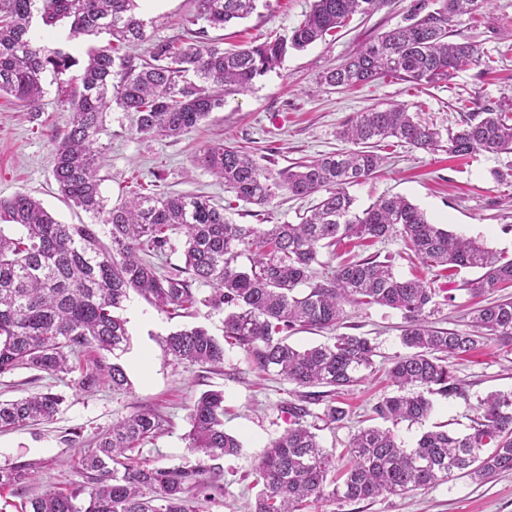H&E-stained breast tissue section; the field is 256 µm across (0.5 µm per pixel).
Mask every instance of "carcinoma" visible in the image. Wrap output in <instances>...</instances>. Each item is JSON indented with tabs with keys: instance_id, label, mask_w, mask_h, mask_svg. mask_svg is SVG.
Returning <instances> with one entry per match:
<instances>
[{
	"instance_id": "obj_1",
	"label": "carcinoma",
	"mask_w": 512,
	"mask_h": 512,
	"mask_svg": "<svg viewBox=\"0 0 512 512\" xmlns=\"http://www.w3.org/2000/svg\"><path fill=\"white\" fill-rule=\"evenodd\" d=\"M189 23L191 41H160L148 58L127 56L115 63L113 48L88 52L81 62L64 48L49 49L31 26L69 25L68 39L105 33L121 44L146 39V22L136 0H0V94L24 111L40 112L43 75L67 76L80 86L70 99L71 117L55 146L53 176L62 195L101 224H61L33 197L0 198V376L18 368L51 376L82 372L77 385L131 387L119 363L129 346L126 320L117 314L134 291L164 312L201 304L225 313L224 340L201 326L162 339L166 355L212 368L224 363V344L240 348L258 370L274 371L299 387L322 386V397L288 404L293 426L273 440L254 468L262 485L254 512H303L315 503L343 506L384 493L403 495L455 476L476 482L512 470V392L480 400L470 431L454 436L424 432L412 448L388 428H361L349 441L352 463L339 478L333 453L306 424L310 405L325 404L326 422L347 417L335 397L375 371L377 346L366 336L341 331L347 304L382 306L401 312L400 342L388 376L392 395L373 412L394 425L424 421L433 409L427 394L463 397L465 387L448 359L484 340L512 346V299L504 297L471 311L469 329L429 325L436 290L418 278L395 274L392 259L374 255L325 266L321 251L354 240L402 237L422 263L448 272L479 269L466 282L477 297L512 288V258L479 241L429 222L403 196L383 197L357 212L348 188L379 168L378 144L389 139L416 149L439 146L438 129L400 104L356 113L339 131L351 144L316 160L298 162L273 176L237 146L212 143L200 162L224 181L236 200L255 205L265 225L234 224L224 208L198 195L156 190L133 193L107 208L98 175L103 113L116 107L136 114V131L181 136L224 106V92L245 91L275 69L288 50H302L389 0H313L310 12L286 39L224 49L206 41L210 28L246 18L259 0H196ZM487 0H439L426 10L414 6L405 24L384 31L326 72L321 83L351 89L386 77L418 85L446 82L465 67H487L490 57L471 41L450 42L453 27L475 15ZM448 151L459 157L512 153V107L473 112L448 131ZM319 196L298 224H273L266 210L278 191ZM18 226L19 237L4 225ZM183 230L184 265L163 268L152 258L166 254L169 232ZM248 256L250 265L238 260ZM209 287L203 299L195 285ZM327 330L331 342L299 349L288 342L297 329ZM94 349L95 371L81 357ZM65 399L51 390L0 402V431L53 420ZM189 448L216 460L236 455L241 444L224 431V392L202 393L189 413ZM162 418L139 410L112 423L76 466L68 493L46 491L21 512H200V504L224 495L216 468L152 467L139 460L140 445L161 429ZM29 476L28 466L0 467V487Z\"/></svg>"
}]
</instances>
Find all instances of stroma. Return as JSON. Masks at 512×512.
<instances>
[{"mask_svg":"<svg viewBox=\"0 0 512 512\" xmlns=\"http://www.w3.org/2000/svg\"><path fill=\"white\" fill-rule=\"evenodd\" d=\"M313 0H269L247 19L212 29L211 42L232 48L252 41L288 37L303 21ZM417 0H392L369 16L352 21L325 40L301 51H291L280 67L256 80L251 89L228 92L223 108L211 112L196 128L179 137H154L136 133L133 113L107 111L100 137L103 160L99 174L108 204L129 191L159 185L161 190L209 197L225 206L233 223L249 224L251 205L237 201L222 180L196 160L203 146L225 142L253 152L271 173L302 160L343 148L337 137L357 112L372 106L405 105L408 111L436 124L440 130L456 129L467 111L465 102L479 100L495 108L512 98V0H488L476 20L462 21L455 40L480 44L494 63L491 69L466 67L444 83L416 85L395 78L378 80L352 90L320 84L324 71L357 51L379 33L403 23ZM147 22V42L118 46L117 55L146 58L151 43L184 37L188 20L196 12L195 0H140ZM39 116L22 111L9 96H0V197L24 193L42 203L64 224H89L93 218L62 197L53 177L55 143L70 119L71 90L46 76ZM383 165L374 176L350 187L357 209L372 206L381 197L402 195L436 224L448 231L481 241L495 252L512 257V154H478L465 159L449 154L447 147L426 152L409 146L378 147ZM357 254L389 256L398 276H417L439 295L454 294V305L440 304L431 320L435 326L465 329L464 310L472 298L461 290L462 280L476 278L475 270L457 275L433 273L406 247L402 238L365 243ZM127 321L130 346L121 362L131 388L116 392L100 384L81 391L71 376L38 375L20 368L0 378V399L14 400L52 388L65 396L61 412L50 422L0 431V467L30 464L34 477L22 485L0 488V505L16 512L17 504L45 490L70 492L75 466L87 446L112 427L117 418L150 409L165 424L141 452L156 467H193L203 459L188 447V414L208 390L224 393V429L240 441L238 455L217 459L224 495L205 503L203 512H251L258 492L252 471L268 444L291 425L288 405L297 401L301 387L273 373L255 369L239 348L224 352V367L208 371L201 366L165 356L161 341L169 332L202 326L215 336L224 334V315L199 307L189 317L159 311L143 297L131 294L120 312ZM344 322L355 333L374 339L379 355L376 372L342 397L347 419L336 428L323 429L324 448L333 451L337 465L352 434L372 425L374 405L390 394L385 367L390 357L402 353L399 311L381 306L345 308ZM455 375L466 385L462 398L433 396V410L422 423H400L394 432L405 446H415L421 434L436 425L466 431L478 414L481 398L493 391H512V347L488 340L469 355L453 360ZM314 512H512V471L479 483L466 477L422 487L402 496L379 497L336 509L316 505Z\"/></svg>","mask_w":512,"mask_h":512,"instance_id":"obj_1","label":"stroma"}]
</instances>
